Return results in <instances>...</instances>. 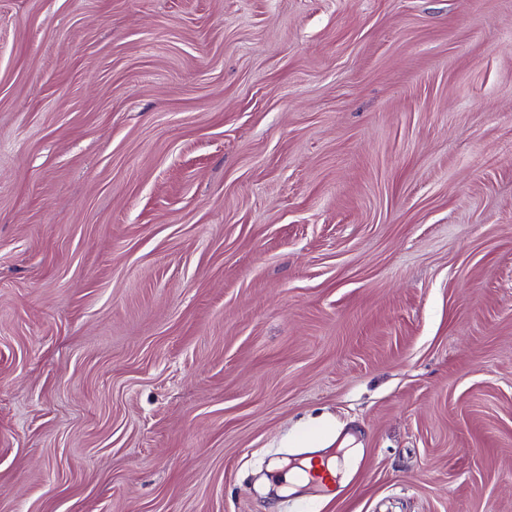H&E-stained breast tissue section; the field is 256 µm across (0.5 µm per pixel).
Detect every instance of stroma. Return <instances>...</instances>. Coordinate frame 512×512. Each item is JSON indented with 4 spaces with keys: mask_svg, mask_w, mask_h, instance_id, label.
Listing matches in <instances>:
<instances>
[{
    "mask_svg": "<svg viewBox=\"0 0 512 512\" xmlns=\"http://www.w3.org/2000/svg\"><path fill=\"white\" fill-rule=\"evenodd\" d=\"M0 512H512V0H0Z\"/></svg>",
    "mask_w": 512,
    "mask_h": 512,
    "instance_id": "stroma-1",
    "label": "stroma"
}]
</instances>
